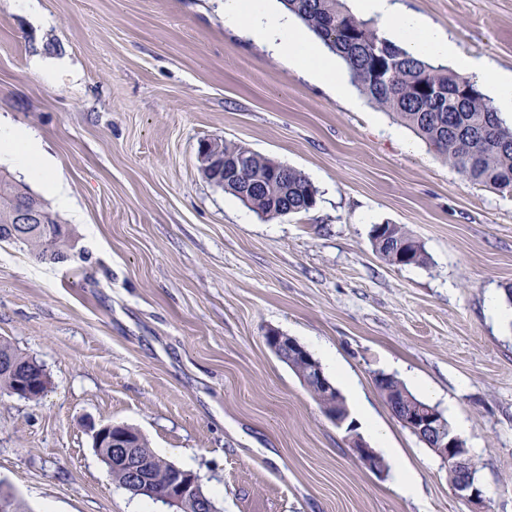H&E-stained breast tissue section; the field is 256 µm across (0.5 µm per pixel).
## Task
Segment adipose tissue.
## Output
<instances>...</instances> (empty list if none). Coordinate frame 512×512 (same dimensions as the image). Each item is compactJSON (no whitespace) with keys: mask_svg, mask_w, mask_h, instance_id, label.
<instances>
[{"mask_svg":"<svg viewBox=\"0 0 512 512\" xmlns=\"http://www.w3.org/2000/svg\"><path fill=\"white\" fill-rule=\"evenodd\" d=\"M271 0H224L228 23L242 24L248 36L288 58L292 64L329 87L338 97L348 89L333 56L312 43L306 32L295 25L287 10L273 9ZM361 15L378 19L387 35L411 55L452 60L456 69L472 77L480 89L488 91L497 111L512 115V75L494 70L485 59L462 54L456 45L419 17L397 10L391 0H355ZM0 151L13 157L30 175L39 180L60 207L70 198L53 165L22 128L0 123Z\"/></svg>","mask_w":512,"mask_h":512,"instance_id":"obj_1","label":"adipose tissue"}]
</instances>
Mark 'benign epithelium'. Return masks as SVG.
Segmentation results:
<instances>
[{"instance_id": "benign-epithelium-1", "label": "benign epithelium", "mask_w": 512, "mask_h": 512, "mask_svg": "<svg viewBox=\"0 0 512 512\" xmlns=\"http://www.w3.org/2000/svg\"><path fill=\"white\" fill-rule=\"evenodd\" d=\"M197 158L203 172H211L217 168H224V155L214 150V140L207 139L199 144ZM15 225L10 227L14 234L27 235L35 231L34 225L44 221L43 213L27 204L18 207L15 217ZM266 342L270 349L280 358L301 356L308 362L306 375L303 378L304 385L321 395H330L336 388L324 376L321 368L312 358L310 353L294 338L271 330L266 335ZM47 378H41L39 383H30L26 379L20 380L10 391V394L19 398H30L33 392L48 386ZM385 402L393 415L411 433L429 441L442 462L455 470L456 480L451 484L454 493L475 505L484 503V491L480 483L472 475L469 467V449L463 444V440L450 432L444 422L441 411L434 406L417 403L409 398L398 397L384 388H379ZM93 446L103 454L108 464L122 466L129 476L130 484L141 493L143 489L139 485L146 483L148 460L141 457L131 438L126 434L125 427L112 423H101L91 427ZM350 448L358 461L370 470L380 471L375 451L348 429ZM200 479L195 473L184 472L177 469L172 474V489L165 498L164 507L167 512H181L187 504L196 503L199 512H214L212 506L199 493Z\"/></svg>"}]
</instances>
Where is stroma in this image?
Masks as SVG:
<instances>
[{
	"mask_svg": "<svg viewBox=\"0 0 512 512\" xmlns=\"http://www.w3.org/2000/svg\"><path fill=\"white\" fill-rule=\"evenodd\" d=\"M398 3L512 72V0ZM0 117L40 141L71 199L67 262L0 243V340L50 376L39 402L0 393V487L27 512H162L113 480L93 422L138 430L218 512H471L380 372L467 423L488 512H512V193L225 24L224 0H0ZM216 138L303 173L315 207L260 218L202 173ZM376 224L427 264L386 263ZM272 329L356 389L395 450L385 472L353 457ZM378 225L371 230V239L376 252L392 266L424 265L427 254L423 246L402 227L386 224L382 234L377 235ZM413 261H406V256Z\"/></svg>",
	"mask_w": 512,
	"mask_h": 512,
	"instance_id": "1",
	"label": "stroma"
}]
</instances>
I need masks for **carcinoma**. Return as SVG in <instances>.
<instances>
[{"mask_svg":"<svg viewBox=\"0 0 512 512\" xmlns=\"http://www.w3.org/2000/svg\"><path fill=\"white\" fill-rule=\"evenodd\" d=\"M322 42L341 58L352 83L373 104L394 113L468 180L499 192H512V124L493 108L490 98L470 77L428 59L415 58L379 33L369 19L353 14L345 0H280ZM436 87L440 94L428 89ZM224 163L241 160L237 174L225 178L224 190L267 220L300 214L316 204L317 190L299 171L284 168L272 175L278 162L240 144L220 142ZM27 198L45 209L46 224L24 237L9 235L17 201ZM371 230L376 252L392 266L424 265L423 246L402 227L386 225L382 234ZM67 225L48 210V204L28 186L0 172V242L27 247L42 260L69 259ZM0 352L10 354L27 379L41 376V364L0 340ZM139 448L150 460L152 479L146 499L166 497L174 465L157 456L140 436Z\"/></svg>","mask_w":512,"mask_h":512,"instance_id":"carcinoma-1","label":"carcinoma"}]
</instances>
